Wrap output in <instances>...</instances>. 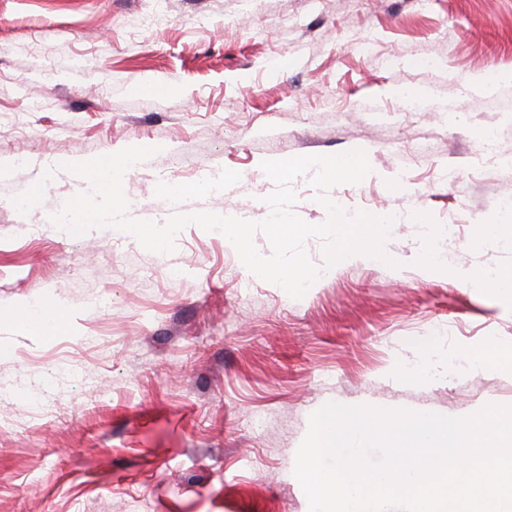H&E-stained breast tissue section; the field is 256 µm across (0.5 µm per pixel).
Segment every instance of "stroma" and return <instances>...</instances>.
I'll return each mask as SVG.
<instances>
[{
  "instance_id": "35a3bbf8",
  "label": "stroma",
  "mask_w": 512,
  "mask_h": 512,
  "mask_svg": "<svg viewBox=\"0 0 512 512\" xmlns=\"http://www.w3.org/2000/svg\"><path fill=\"white\" fill-rule=\"evenodd\" d=\"M510 69L512 0H0V512H309L293 469L321 405H512V371L465 361L512 343V310L424 270L435 247L475 277L512 270L477 233L512 200V84L468 89ZM134 144L160 151L127 178L129 215L158 224L263 220L261 161L363 150L370 174L329 195L398 215L400 265L343 266L295 300L218 232L162 254L52 224L86 183L49 160ZM44 297L71 316L51 339L20 317ZM424 341L416 382L400 368ZM512 83V71L489 72L477 77L470 83L469 89L477 94L492 92L502 84Z\"/></svg>"
}]
</instances>
